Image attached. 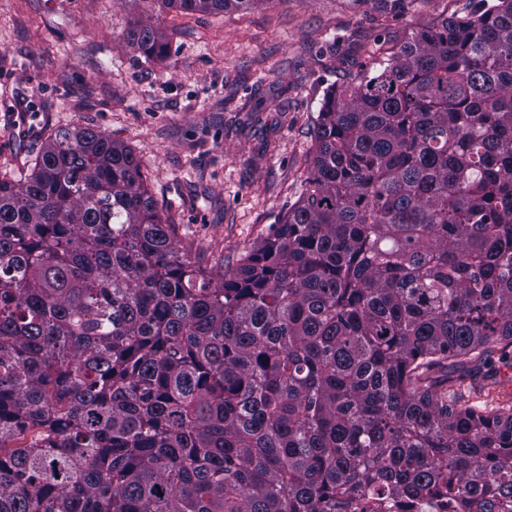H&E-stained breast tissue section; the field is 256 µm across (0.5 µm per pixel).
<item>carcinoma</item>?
<instances>
[{"label":"carcinoma","instance_id":"carcinoma-1","mask_svg":"<svg viewBox=\"0 0 512 512\" xmlns=\"http://www.w3.org/2000/svg\"><path fill=\"white\" fill-rule=\"evenodd\" d=\"M314 141L300 200L217 278L100 131L0 177V512L512 500V403L473 401L512 345V0L377 44Z\"/></svg>","mask_w":512,"mask_h":512}]
</instances>
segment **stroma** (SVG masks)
I'll return each mask as SVG.
<instances>
[{
	"instance_id": "stroma-1",
	"label": "stroma",
	"mask_w": 512,
	"mask_h": 512,
	"mask_svg": "<svg viewBox=\"0 0 512 512\" xmlns=\"http://www.w3.org/2000/svg\"><path fill=\"white\" fill-rule=\"evenodd\" d=\"M466 4L414 0L395 15L350 0L234 13L0 0V175L27 171L56 128L99 130L135 153L192 260L231 271L298 201L327 88L375 41L404 40ZM144 18L169 37L161 58L127 41Z\"/></svg>"
}]
</instances>
